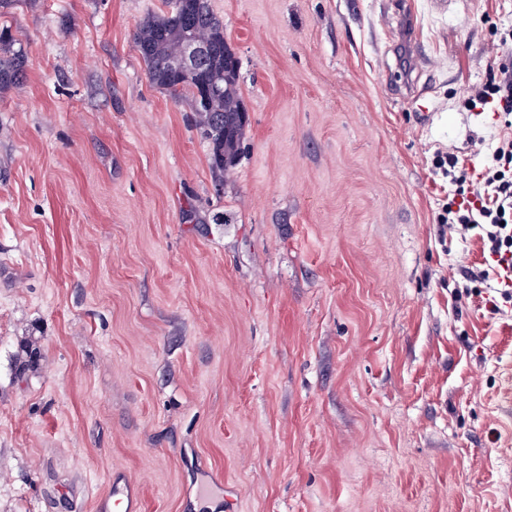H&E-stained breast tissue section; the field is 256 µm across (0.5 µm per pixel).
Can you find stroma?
I'll use <instances>...</instances> for the list:
<instances>
[{"mask_svg": "<svg viewBox=\"0 0 512 512\" xmlns=\"http://www.w3.org/2000/svg\"><path fill=\"white\" fill-rule=\"evenodd\" d=\"M216 188L135 46L167 0H0V512H512V288L443 221L512 112V0H209ZM485 278H478V271ZM26 54L14 50L6 31L0 33V92L19 84L24 78ZM495 98L503 111L512 112V73L508 69H502L500 75L494 74L485 84L475 87L466 104L476 108L478 104L485 106L495 101Z\"/></svg>", "mask_w": 512, "mask_h": 512, "instance_id": "stroma-1", "label": "stroma"}]
</instances>
